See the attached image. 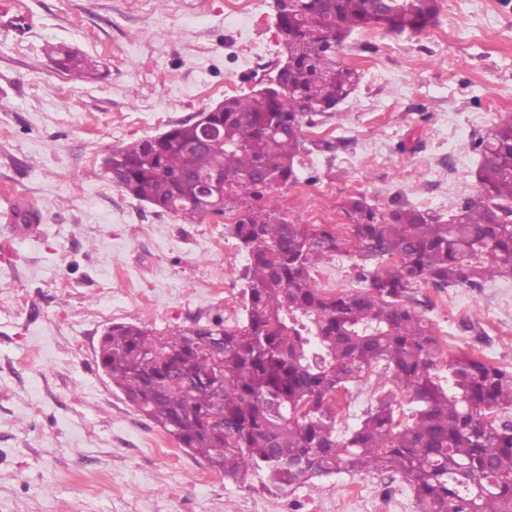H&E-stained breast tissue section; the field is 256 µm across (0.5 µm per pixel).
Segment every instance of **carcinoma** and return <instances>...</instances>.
<instances>
[{"instance_id":"carcinoma-1","label":"carcinoma","mask_w":512,"mask_h":512,"mask_svg":"<svg viewBox=\"0 0 512 512\" xmlns=\"http://www.w3.org/2000/svg\"><path fill=\"white\" fill-rule=\"evenodd\" d=\"M439 11V0H291L278 30L288 66L268 89L221 101L219 143L199 146V128L186 120L105 160L122 192L185 224L204 212L184 176L228 181L215 213H238L227 231L248 254L243 323L167 332L117 323L97 354L129 403L228 480L250 474L285 492L380 470L409 483L420 512H512V420L489 421L512 410V374L461 350L440 376L439 340L405 305L420 283L481 288L512 276V113L475 144L485 199L444 222L408 204L383 211L352 196L341 205L342 232L280 218L274 197L300 183L304 128L331 117L359 82L338 59L347 38L372 26L419 33ZM48 56L75 81L104 67L62 46ZM350 253L363 261L364 289L328 296L312 285L317 263ZM379 366L409 397V420L399 426L389 392L339 434L338 392ZM173 370L199 384L174 386Z\"/></svg>"}]
</instances>
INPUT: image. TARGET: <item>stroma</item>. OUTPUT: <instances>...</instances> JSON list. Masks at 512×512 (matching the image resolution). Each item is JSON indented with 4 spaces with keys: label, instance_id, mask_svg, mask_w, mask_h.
Masks as SVG:
<instances>
[{
    "label": "stroma",
    "instance_id": "obj_1",
    "mask_svg": "<svg viewBox=\"0 0 512 512\" xmlns=\"http://www.w3.org/2000/svg\"><path fill=\"white\" fill-rule=\"evenodd\" d=\"M225 0H0V512H420L384 472L341 473L284 495L224 479L141 415L96 358L104 331L232 327L248 255L223 216L194 224L120 191L104 158L152 137L273 71L272 0L246 15ZM420 33L372 27L338 58L361 81L332 116L305 128L302 181L278 190L282 218L340 224L341 201H399L447 219L483 199L475 140L512 111V0H440ZM103 59L75 81L48 45ZM39 211L17 234L12 196ZM357 259L314 269L321 290L360 289ZM408 302L432 327L446 367L465 350L512 371V277L473 289L421 284ZM370 373L344 399L351 416L391 390Z\"/></svg>",
    "mask_w": 512,
    "mask_h": 512
}]
</instances>
